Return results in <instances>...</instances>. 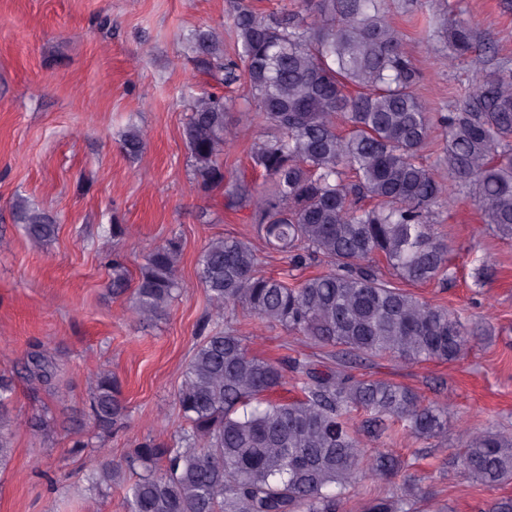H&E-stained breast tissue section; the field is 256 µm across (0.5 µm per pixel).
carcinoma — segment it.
Wrapping results in <instances>:
<instances>
[{"instance_id": "1", "label": "carcinoma", "mask_w": 512, "mask_h": 512, "mask_svg": "<svg viewBox=\"0 0 512 512\" xmlns=\"http://www.w3.org/2000/svg\"><path fill=\"white\" fill-rule=\"evenodd\" d=\"M300 3L262 16L250 0H235L232 57L210 31L192 34V61L216 90L198 100L184 137L197 181L209 189L228 179L224 145L234 126H272L275 134L251 152L266 185L230 183L225 206L250 207L258 235L291 269L322 258L328 270L290 285L261 273L249 241L208 244L197 274L216 316L201 326L176 394L181 426L170 438L137 443L123 465L96 449L88 475L95 488L120 487L126 512H339L366 475L380 486L419 460L369 455L367 443L401 428L426 440L448 433L449 405L393 382L321 371L308 357L255 354L239 325L255 318L354 356L459 358L472 336L461 318L385 279L375 257L401 282H448V245L429 218L463 196L483 223L512 236V72L479 76L456 111L435 119L417 95L420 72L387 19V0ZM476 43L469 25L448 28L454 56ZM241 85L248 96L238 108L224 90ZM438 128L446 183L420 161ZM17 217L34 242L54 238L49 214L21 201ZM180 253L176 238L151 250L131 290L124 263L112 259V292L130 293L140 317L163 315L182 288ZM25 375L51 389L56 366L31 351ZM288 385L294 397L272 398ZM13 393L12 378L0 375V471L13 455ZM127 416L121 384L100 371L89 402L93 428L110 436ZM455 459L482 484L512 480V435L472 432ZM420 493L414 478L403 492L377 491L364 512H416Z\"/></svg>"}]
</instances>
